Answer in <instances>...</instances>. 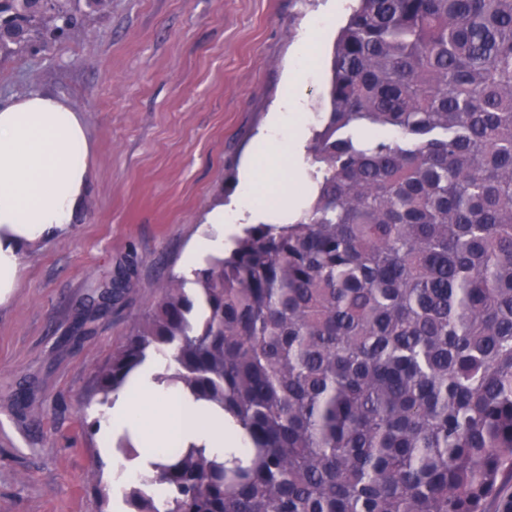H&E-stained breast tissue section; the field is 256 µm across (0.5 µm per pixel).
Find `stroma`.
<instances>
[{"label": "stroma", "mask_w": 512, "mask_h": 512, "mask_svg": "<svg viewBox=\"0 0 512 512\" xmlns=\"http://www.w3.org/2000/svg\"><path fill=\"white\" fill-rule=\"evenodd\" d=\"M353 0H110L48 50L0 57V97L40 91L81 112L92 181L68 231L23 256L0 304V512H127L112 480L96 374L237 193L270 112L298 93L321 128L329 53ZM313 44L296 53L304 38ZM303 76L289 86L295 68ZM93 319L84 305L111 282Z\"/></svg>", "instance_id": "1"}]
</instances>
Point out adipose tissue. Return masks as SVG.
<instances>
[{
    "instance_id": "obj_1",
    "label": "adipose tissue",
    "mask_w": 512,
    "mask_h": 512,
    "mask_svg": "<svg viewBox=\"0 0 512 512\" xmlns=\"http://www.w3.org/2000/svg\"><path fill=\"white\" fill-rule=\"evenodd\" d=\"M257 162L245 165L231 205L210 218L212 234L198 240L185 259L193 270L224 248L238 224L257 218ZM91 178L90 145L80 113L59 97L32 92L0 99V300L14 288L27 244L67 230L81 212ZM166 359H148L114 400L101 422L103 442L130 435L140 448L134 461L116 459L113 497L136 476H148L155 448L170 434L220 454L240 447L238 431L219 412L158 383Z\"/></svg>"
}]
</instances>
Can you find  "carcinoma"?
I'll list each match as a JSON object with an SVG mask.
<instances>
[{
    "label": "carcinoma",
    "mask_w": 512,
    "mask_h": 512,
    "mask_svg": "<svg viewBox=\"0 0 512 512\" xmlns=\"http://www.w3.org/2000/svg\"><path fill=\"white\" fill-rule=\"evenodd\" d=\"M105 0H0V54ZM288 224L172 275L97 376L153 355L245 447L177 439L129 512H487L512 479V0H357Z\"/></svg>",
    "instance_id": "obj_1"
}]
</instances>
